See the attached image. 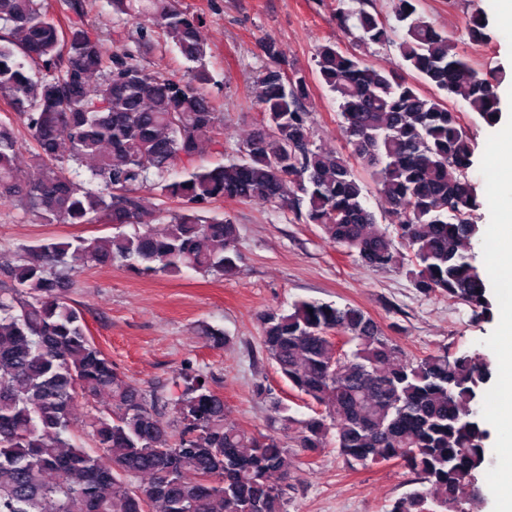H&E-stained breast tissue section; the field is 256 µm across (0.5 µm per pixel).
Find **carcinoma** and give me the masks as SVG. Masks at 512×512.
I'll list each match as a JSON object with an SVG mask.
<instances>
[{"label": "carcinoma", "mask_w": 512, "mask_h": 512, "mask_svg": "<svg viewBox=\"0 0 512 512\" xmlns=\"http://www.w3.org/2000/svg\"><path fill=\"white\" fill-rule=\"evenodd\" d=\"M396 25L360 9L339 25L365 43L398 34L396 67L378 69L325 42L320 77L339 101L351 146L344 155L311 140L309 86L286 79L282 51L261 45L255 80L263 123L239 156L197 164L209 140L224 154V116L208 96L201 18L179 0H109L139 17L192 63L181 76L148 71L138 52H103L85 23V0H0V98L35 145L36 172L22 174L12 124L0 121V200L19 197L44 224L112 225V235L22 246L0 292V512H285L292 466L278 437L226 421L224 399L196 372L166 394L146 395L88 335L82 310L58 293L57 269L73 252L135 275L192 269L223 276L240 259L236 225L205 216L222 199L287 209L318 225L363 265L401 268L417 292L490 314L472 242L480 228L469 179L473 147L457 112L423 94L413 72L487 125L500 115L497 84L480 76L458 43L417 10L393 0ZM399 224L379 227L366 186ZM88 166L89 189L78 180ZM150 188L176 210L157 228L139 193ZM133 231H125V227ZM261 344L282 379L319 407L300 423L297 447L331 446L353 466L402 461L419 487L388 512H478V474L491 463V432L477 405L494 375L490 356L468 351L408 356L364 310L297 301L260 316ZM347 337L336 349L333 333ZM88 423L99 452L74 442L72 411L101 395ZM172 421L160 420L162 411Z\"/></svg>", "instance_id": "cac0c4a2"}]
</instances>
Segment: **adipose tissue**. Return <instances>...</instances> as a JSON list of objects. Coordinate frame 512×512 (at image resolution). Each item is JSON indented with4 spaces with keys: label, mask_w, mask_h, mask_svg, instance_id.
Instances as JSON below:
<instances>
[{
    "label": "adipose tissue",
    "mask_w": 512,
    "mask_h": 512,
    "mask_svg": "<svg viewBox=\"0 0 512 512\" xmlns=\"http://www.w3.org/2000/svg\"><path fill=\"white\" fill-rule=\"evenodd\" d=\"M493 192L488 208L493 215L485 241L488 293L498 306L500 329L494 347L503 356L497 384L488 395L495 419L505 427L500 436L505 450L495 471V512H512V174L491 172Z\"/></svg>",
    "instance_id": "1"
}]
</instances>
